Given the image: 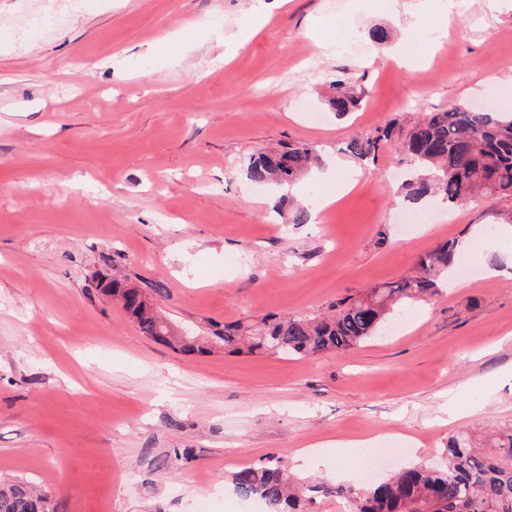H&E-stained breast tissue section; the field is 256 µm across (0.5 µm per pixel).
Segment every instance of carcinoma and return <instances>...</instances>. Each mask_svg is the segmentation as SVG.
<instances>
[{
	"mask_svg": "<svg viewBox=\"0 0 512 512\" xmlns=\"http://www.w3.org/2000/svg\"><path fill=\"white\" fill-rule=\"evenodd\" d=\"M333 88L328 105L334 112L345 114L356 107L358 99L347 81L338 79ZM386 148L401 152L415 168L431 174L405 183L406 197L412 201L431 192L456 205L478 197L512 198V114L496 118L490 111L454 107L427 112L408 130L394 118L347 144V151L358 159ZM317 162L314 147L297 142L250 156L244 171L253 183L284 186L307 175ZM456 253V241L441 242L418 257L415 274L345 299L329 315H270L256 332L227 326L220 337L224 351L237 353L246 341L254 353H345L376 336L396 306L438 294L440 278L457 259ZM104 292L122 304L147 338L185 355L211 352L206 338L183 335L165 325L167 317L158 309L164 289L144 292L114 277ZM446 457L443 468L413 463L373 485L331 486L291 478L280 458L270 455L235 471L231 484L239 497L262 500L267 512H313L317 495L343 500L349 512H512V428L492 435L483 448L469 435L452 436ZM0 512H50L49 500L20 484L1 483Z\"/></svg>",
	"mask_w": 512,
	"mask_h": 512,
	"instance_id": "1",
	"label": "carcinoma"
}]
</instances>
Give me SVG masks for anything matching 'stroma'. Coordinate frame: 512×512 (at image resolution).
<instances>
[{
  "label": "stroma",
  "instance_id": "stroma-1",
  "mask_svg": "<svg viewBox=\"0 0 512 512\" xmlns=\"http://www.w3.org/2000/svg\"><path fill=\"white\" fill-rule=\"evenodd\" d=\"M264 2L255 32L254 0H0V480L40 489L52 512H193L203 494L211 512H257L225 457L274 453L336 483L358 463L337 442L362 438L376 480L439 462L457 431L512 426V278L484 272L512 259V240L485 231L512 199L426 200L435 219L412 232L398 153L345 150L432 108L512 111V0H455L420 66L390 52L409 0ZM41 11L58 22L24 42ZM338 15L359 53L331 49ZM343 78L360 102L340 117L326 98ZM294 141L321 164L291 191L247 179L250 155ZM283 195L332 204L292 224ZM475 228L456 287L342 354L184 356L95 287L115 273L163 286L167 317L210 338L329 312Z\"/></svg>",
  "mask_w": 512,
  "mask_h": 512
}]
</instances>
